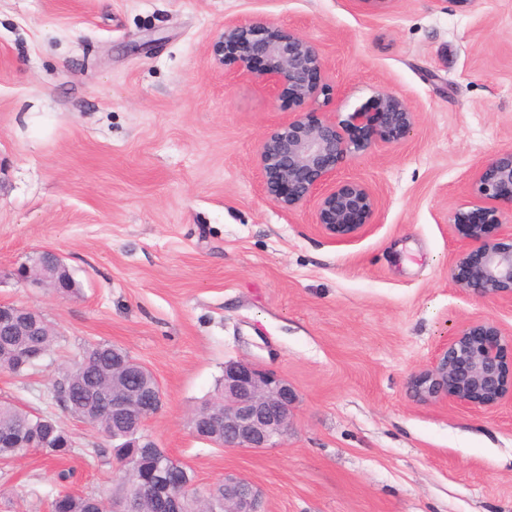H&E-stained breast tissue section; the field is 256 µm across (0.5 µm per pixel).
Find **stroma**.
Listing matches in <instances>:
<instances>
[{
	"label": "stroma",
	"mask_w": 512,
	"mask_h": 512,
	"mask_svg": "<svg viewBox=\"0 0 512 512\" xmlns=\"http://www.w3.org/2000/svg\"><path fill=\"white\" fill-rule=\"evenodd\" d=\"M293 31L325 89L304 104L346 119L385 90L410 134L336 168L379 206L351 242L267 197L263 138L295 105L213 45L228 20ZM512 149V0H0V301L35 308L53 352L0 397L56 417L76 447L57 463L0 462V512H48L72 490L117 492L108 441L53 397L64 366L108 342L148 367L163 405L146 429L201 492L247 478L262 512H512V400L425 404L408 389L461 325L512 341V303L462 292L477 165ZM43 249L77 296L17 281ZM248 360L296 396L281 446L239 450L190 418Z\"/></svg>",
	"instance_id": "obj_1"
}]
</instances>
